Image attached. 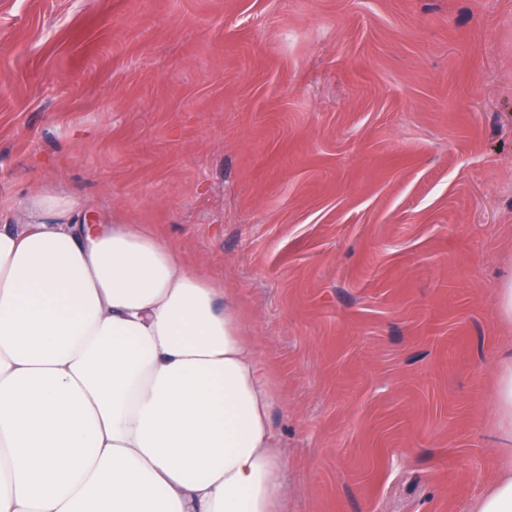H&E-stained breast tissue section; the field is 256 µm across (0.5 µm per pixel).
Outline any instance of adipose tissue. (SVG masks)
I'll return each instance as SVG.
<instances>
[{"label":"adipose tissue","instance_id":"ef3b65f1","mask_svg":"<svg viewBox=\"0 0 512 512\" xmlns=\"http://www.w3.org/2000/svg\"><path fill=\"white\" fill-rule=\"evenodd\" d=\"M149 224L0 212V512H285L241 311Z\"/></svg>","mask_w":512,"mask_h":512}]
</instances>
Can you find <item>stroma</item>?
I'll return each instance as SVG.
<instances>
[{"label": "stroma", "instance_id": "35a3bbf8", "mask_svg": "<svg viewBox=\"0 0 512 512\" xmlns=\"http://www.w3.org/2000/svg\"><path fill=\"white\" fill-rule=\"evenodd\" d=\"M153 224L238 301L288 512L501 466L512 0H0V207Z\"/></svg>", "mask_w": 512, "mask_h": 512}]
</instances>
